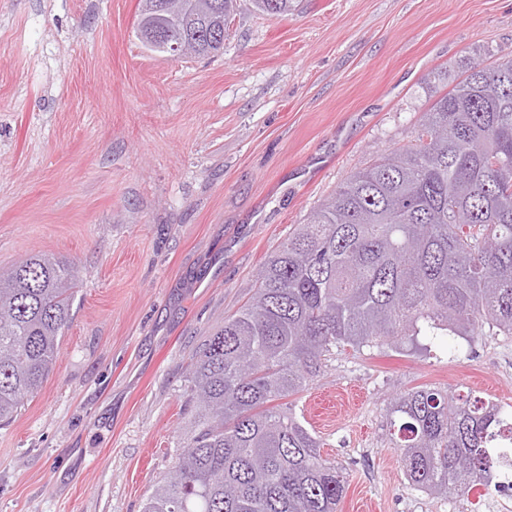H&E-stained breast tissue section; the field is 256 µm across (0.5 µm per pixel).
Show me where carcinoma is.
Returning a JSON list of instances; mask_svg holds the SVG:
<instances>
[{"mask_svg": "<svg viewBox=\"0 0 512 512\" xmlns=\"http://www.w3.org/2000/svg\"><path fill=\"white\" fill-rule=\"evenodd\" d=\"M286 16L296 0H250ZM237 0H138L194 56L224 48ZM73 263L29 254L0 270V423L53 370L71 322ZM512 336V58L469 61L408 143L347 176L267 257L251 300L188 369L191 417L174 475L143 512H337L342 466L287 399L338 347L419 336ZM406 477L431 496L490 486L512 466V415L428 386L390 401Z\"/></svg>", "mask_w": 512, "mask_h": 512, "instance_id": "carcinoma-1", "label": "carcinoma"}]
</instances>
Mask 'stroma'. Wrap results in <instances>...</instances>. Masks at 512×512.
<instances>
[{
    "instance_id": "35a3bbf8",
    "label": "stroma",
    "mask_w": 512,
    "mask_h": 512,
    "mask_svg": "<svg viewBox=\"0 0 512 512\" xmlns=\"http://www.w3.org/2000/svg\"><path fill=\"white\" fill-rule=\"evenodd\" d=\"M137 0H0V268L75 264L42 386L0 425V512H142L186 442L187 364L267 256L410 140L472 57H512V0H299L230 18L213 57L134 35ZM512 407V337L337 349L296 397L348 478L338 512H484L407 482L387 427L422 385ZM252 10L270 17L287 16L295 10L296 0H250Z\"/></svg>"
}]
</instances>
